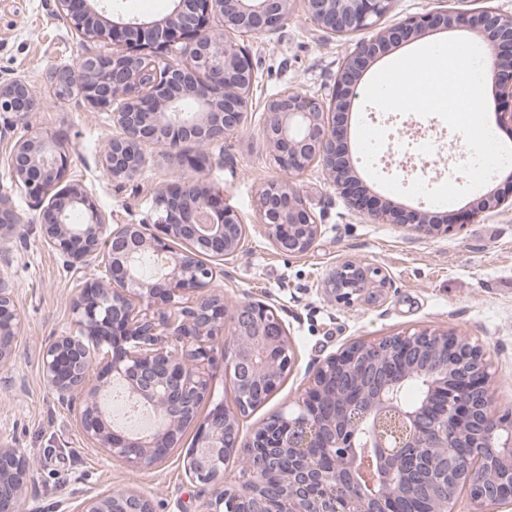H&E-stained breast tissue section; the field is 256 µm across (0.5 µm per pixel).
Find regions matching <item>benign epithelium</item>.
Instances as JSON below:
<instances>
[{
	"label": "benign epithelium",
	"mask_w": 512,
	"mask_h": 512,
	"mask_svg": "<svg viewBox=\"0 0 512 512\" xmlns=\"http://www.w3.org/2000/svg\"><path fill=\"white\" fill-rule=\"evenodd\" d=\"M72 28L87 39L112 44V53H87L79 65L55 66L49 83L60 99L75 95L96 107L117 105L103 166L114 179H132L142 165L141 145L150 142L169 156L187 140L224 141L242 125L252 104L256 74L237 33L278 28L292 0H173L166 19L142 22L118 17L108 25L104 8L88 0H56ZM311 22L338 36L369 29L339 68L328 99L294 91L265 105L264 137L278 165L298 175L320 164L353 206L381 224H410L425 237L440 225L427 212L377 207L356 186L345 157L339 115L353 95L368 60L388 46L430 28L474 30L490 41L492 86L512 125V15L493 7L471 13L428 12L392 27L380 26L391 0H303ZM224 35L206 34L210 15ZM34 103L22 79L0 86V112L25 116ZM68 157L42 133L18 140L10 154L14 182L39 205L37 223L46 244L86 281L73 300L76 330L50 343L42 356V380L75 406L87 444L108 460L151 469L174 451L178 433L196 427L183 457L188 480L208 494L205 512H452L461 492L473 512L512 506V411L500 412L490 389L482 349L454 331L427 330L358 343L312 370L299 410L281 412L242 435L256 389L270 397L294 364L285 325L276 310L247 301L229 308L207 292L216 267L238 257L246 225L224 198L198 181H177L156 197L161 234L149 224H111L77 183L62 185ZM491 193L467 212L468 219L496 208ZM75 212L81 224L71 223ZM23 219L0 195V236ZM259 223L275 246L290 255L309 252L320 224L284 179L267 182L259 197ZM178 241L176 250L170 242ZM158 256L160 270L144 279L139 256ZM386 274L347 260L329 274L325 288L346 304L372 288H386ZM196 295L191 305L181 299ZM155 309L149 314L140 304ZM232 326L221 351L234 389V407L210 398L206 372L212 345ZM24 323L11 279L0 275V366L13 360ZM418 376L420 400L405 405L399 393ZM120 381L131 395L152 403L165 423L146 434L114 429L101 417L103 392ZM242 464L230 478L226 465ZM29 462L16 448H0V512H20ZM78 512H154L152 500L135 489L89 493Z\"/></svg>",
	"instance_id": "7a95c632"
}]
</instances>
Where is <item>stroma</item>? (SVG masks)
Here are the masks:
<instances>
[{"mask_svg": "<svg viewBox=\"0 0 512 512\" xmlns=\"http://www.w3.org/2000/svg\"><path fill=\"white\" fill-rule=\"evenodd\" d=\"M491 6L512 15V0H392L382 26L435 11L473 12ZM362 36L332 35L307 17L302 0H294L288 19L277 29L235 34L256 72L252 107L241 128L207 147L188 141L186 157H205L201 169L182 166L154 144L141 147L145 162L131 181L112 180L101 156L116 135L112 111L80 98L58 99L48 82L50 69L75 65L85 53L107 46L71 29L55 0H0V84L21 78L36 91L38 104L21 121L0 116V193L6 194L25 224L0 249V271L16 287L25 330L9 368H0V445L19 449L30 464L22 512H75L88 492L133 488L148 494L156 512H203L204 499L185 475L182 457L191 447L194 427L180 436L178 450L158 467L142 470L108 462L88 447L73 412L58 401L41 379L42 354L52 339L75 329L71 300L83 282L59 252L47 245L36 223V204L10 174L15 142L40 131L56 138L68 156L71 183L80 184L113 224H152L155 197L177 179L200 178L220 190L225 206L248 227L238 258L225 264L211 291L226 304L262 301L276 308L294 352V365L279 389L241 421L243 434L270 416L294 409L309 373L318 361L339 354L352 343L422 330H454L480 345L491 374L499 410H512V206L464 219L471 198L433 207L395 194L357 165L360 120L379 115L363 107L355 94L344 112L346 156L355 161L354 176L380 204L404 210L433 211L447 234L424 237L407 224H379L358 212L328 178L320 164L292 182L314 213L321 234L307 253L291 256L267 238L258 220V197L264 183L283 170L263 135L265 103L285 90L318 96ZM353 260L382 268L389 288L373 301L347 305L324 288L329 273Z\"/></svg>", "mask_w": 512, "mask_h": 512, "instance_id": "stroma-1", "label": "stroma"}]
</instances>
